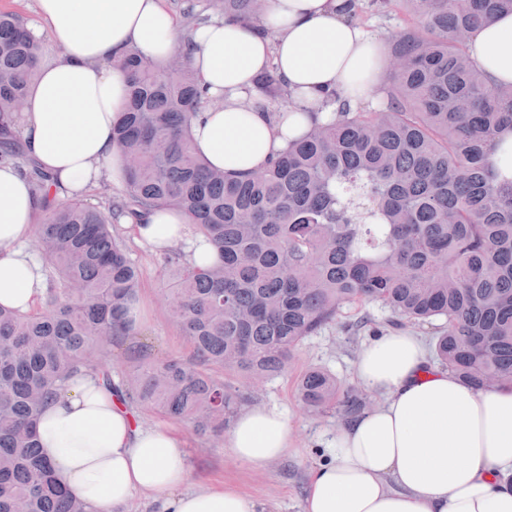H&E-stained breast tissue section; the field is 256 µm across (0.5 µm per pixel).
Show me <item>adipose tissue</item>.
I'll return each mask as SVG.
<instances>
[{"instance_id": "adipose-tissue-1", "label": "adipose tissue", "mask_w": 512, "mask_h": 512, "mask_svg": "<svg viewBox=\"0 0 512 512\" xmlns=\"http://www.w3.org/2000/svg\"><path fill=\"white\" fill-rule=\"evenodd\" d=\"M349 10V0H268L267 33L220 18L187 37L165 0H37L31 31L50 35L58 53L43 60L14 130L26 157L52 174L50 197H80L102 183L125 190L113 130L127 78L117 61L132 47L161 63L184 53L222 101L194 119L196 149L229 178L248 176L326 113V94L354 104L380 95L382 45ZM469 53L494 82L512 84V14L476 31ZM270 69L293 99L273 117L256 96ZM42 204L23 168L1 162L0 306L26 312L44 296L43 262L29 246ZM134 236L156 250L182 247L197 265L210 256L187 216L166 208L143 215ZM356 376L383 402L337 426L327 460L306 474L302 512H512V389H471L401 330L360 352ZM37 433L61 484L94 512H122L137 495L154 512H259L256 499L221 483L186 490L184 440L140 425L92 376L74 377L43 409ZM291 442L284 412L260 407L241 410L226 438L254 471Z\"/></svg>"}]
</instances>
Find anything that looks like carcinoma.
Returning a JSON list of instances; mask_svg holds the SVG:
<instances>
[{
  "instance_id": "obj_1",
  "label": "carcinoma",
  "mask_w": 512,
  "mask_h": 512,
  "mask_svg": "<svg viewBox=\"0 0 512 512\" xmlns=\"http://www.w3.org/2000/svg\"><path fill=\"white\" fill-rule=\"evenodd\" d=\"M396 3L409 19L392 39L390 60L403 65L389 69L383 107L331 94L329 120L243 179L195 150L191 120L218 99L188 62L125 52L129 107L114 137L127 189L96 205L47 203L34 242L46 262L43 300L25 313L0 306V512H92L63 491L35 432L75 375L216 440L248 400L219 372L250 382L280 374L352 304H381L395 327L435 326L440 365L473 390L512 388V177L497 165L512 148V84L491 83L458 37L512 14V0H368L380 16ZM183 14L192 28L225 17L265 32L257 0H184ZM45 52L18 14L0 12V159L28 167L39 194L52 178L24 160L11 124ZM257 92L271 107L292 103L272 71ZM154 207L186 214L216 260L160 253L191 355L143 359L116 381L97 343L136 332L129 310L142 277L121 219ZM298 396L344 420L368 404L319 368L302 376Z\"/></svg>"
}]
</instances>
